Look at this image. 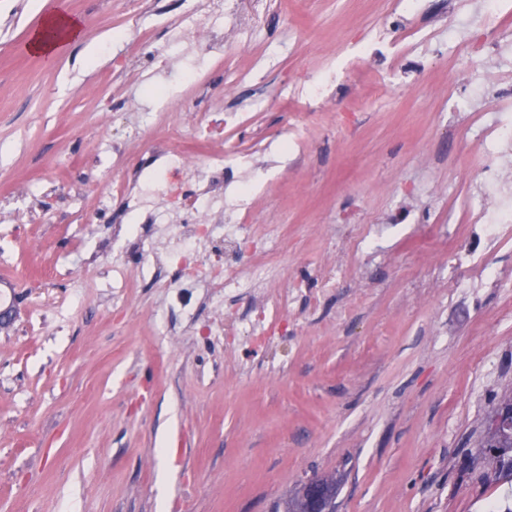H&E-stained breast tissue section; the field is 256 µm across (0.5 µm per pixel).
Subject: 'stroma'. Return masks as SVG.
Instances as JSON below:
<instances>
[{
	"instance_id": "35a3bbf8",
	"label": "stroma",
	"mask_w": 512,
	"mask_h": 512,
	"mask_svg": "<svg viewBox=\"0 0 512 512\" xmlns=\"http://www.w3.org/2000/svg\"><path fill=\"white\" fill-rule=\"evenodd\" d=\"M154 0H0V512H273L307 477L335 476L336 512H483L512 485L483 448L495 403L512 396V231L484 255L497 281L466 277L448 258L462 210L480 181L472 154L492 102L448 109L445 90L476 69L512 86V42L498 58L474 50L448 64V27L477 39L481 0H273L249 45L207 67L212 100L251 119L252 144L298 122L284 93L334 64L366 36L414 37L396 55L365 61L332 88L340 116L309 131L282 188L258 202L253 255L258 293L283 279L336 285L288 313L287 335L265 348L154 323L174 273L113 306L116 224L140 226L112 186L135 174L148 189L163 167L152 145L126 141L141 90L169 75L197 113L180 54L157 75L140 71L139 17ZM84 22L78 49L48 61L31 52L42 18ZM388 90L365 109L362 71ZM173 112L168 123L189 125Z\"/></svg>"
}]
</instances>
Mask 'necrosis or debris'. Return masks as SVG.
I'll use <instances>...</instances> for the list:
<instances>
[{
  "label": "necrosis or debris",
  "mask_w": 512,
  "mask_h": 512,
  "mask_svg": "<svg viewBox=\"0 0 512 512\" xmlns=\"http://www.w3.org/2000/svg\"><path fill=\"white\" fill-rule=\"evenodd\" d=\"M179 22H170L157 13L140 29L139 39L154 45L155 57L165 55L169 46H181L194 61L218 62L224 57V34L233 32L237 40L247 44L251 33L262 24L267 0H218L215 7L198 8L195 0H184ZM512 16V0H484L479 22L484 32L485 51H494L501 41L512 37V27L505 16ZM369 46L353 44L329 72L305 90L300 102L302 111H326L333 99L329 89L338 71L358 69L362 56L370 54ZM244 112L213 111L204 121L190 127L172 125L171 140L181 142L180 150L168 156L161 176L165 200L156 205L148 195L129 192L125 183H117L115 192L124 194L129 207L149 214L150 222L134 250L142 260L137 268V282L151 283L164 268L178 274L175 286L165 299V310L185 318L195 315V292L204 289V302L215 312H223L224 300L251 291V279L228 267L225 259L242 252L252 236L249 218L256 192L267 193L280 184L277 174L258 168L257 152L275 153L285 146L303 147L309 141L306 125L298 123L265 137L253 148L232 136L233 130L247 123ZM220 141L223 151L197 156L185 149L186 140ZM512 148V89L498 101L494 121L488 135L479 145L481 165L478 175L482 196L491 198L488 208L471 207L467 220L478 227L484 238H497L512 225V179L498 164L499 158ZM248 175L245 190L233 192L225 176L233 171ZM298 299L297 289L284 286L263 296L260 307L246 317L235 318V336H247L249 342L267 343L283 335L288 328L289 308Z\"/></svg>",
  "instance_id": "1"
}]
</instances>
